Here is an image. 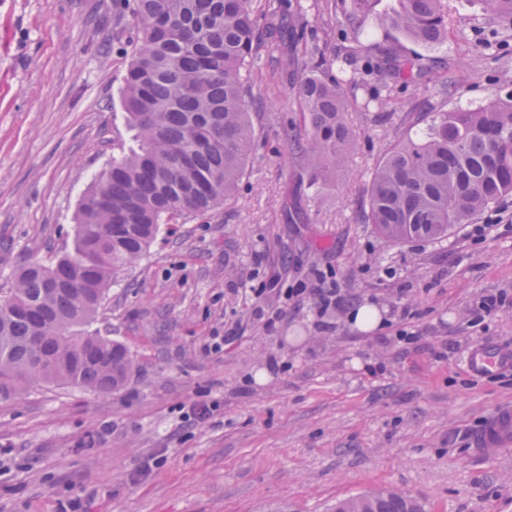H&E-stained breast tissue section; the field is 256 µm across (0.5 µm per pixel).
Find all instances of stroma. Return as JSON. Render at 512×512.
Masks as SVG:
<instances>
[{"instance_id": "1", "label": "stroma", "mask_w": 512, "mask_h": 512, "mask_svg": "<svg viewBox=\"0 0 512 512\" xmlns=\"http://www.w3.org/2000/svg\"><path fill=\"white\" fill-rule=\"evenodd\" d=\"M301 2L325 57L377 44L432 70L452 62L458 84L433 111L478 106L512 81V26L482 0H448L450 35L433 49L354 32L335 0ZM136 28L112 0H0V289L71 247L81 196L127 141L119 88ZM288 49L265 47L252 72L256 139L236 192L164 225L90 326L130 351L128 384L99 395L40 383L0 402V512H334L385 489L427 512H512V449L482 458L470 445L512 403V365L479 374L467 362L480 347L512 358V197L481 216L486 235L463 224L445 240L383 243L363 214L375 167L406 132L408 95L397 112L351 108L345 170L301 189ZM319 286L343 300L326 330ZM484 295L503 305L480 319ZM364 305L378 327L354 323ZM232 325L223 351L203 352ZM197 400L215 404L210 418L184 416ZM151 455L163 464L138 479Z\"/></svg>"}]
</instances>
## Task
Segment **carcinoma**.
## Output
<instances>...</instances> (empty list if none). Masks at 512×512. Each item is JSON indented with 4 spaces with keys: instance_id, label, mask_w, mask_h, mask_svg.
Returning a JSON list of instances; mask_svg holds the SVG:
<instances>
[{
    "instance_id": "1",
    "label": "carcinoma",
    "mask_w": 512,
    "mask_h": 512,
    "mask_svg": "<svg viewBox=\"0 0 512 512\" xmlns=\"http://www.w3.org/2000/svg\"><path fill=\"white\" fill-rule=\"evenodd\" d=\"M137 34L120 88L130 133L120 155L78 204L72 247L15 275L0 309V401L33 383L97 394L123 387L135 366L120 342L83 330L112 283L137 264L164 224L203 215L234 194L254 142L247 68L276 24L299 18L300 0H121ZM372 0H342L352 30ZM496 22L512 25V0H486ZM374 29L403 32L434 47L448 38L445 0H398ZM303 125L291 126L301 184L319 190L346 167L351 139L343 86H421L428 70L409 59L366 56L339 80L336 58L294 51ZM384 154L368 189L366 222L386 242L441 239L512 195V90L486 103L438 112ZM363 512H424L390 491L364 494Z\"/></svg>"
}]
</instances>
